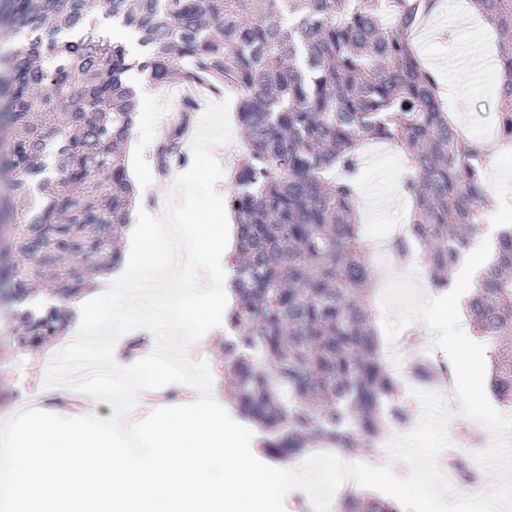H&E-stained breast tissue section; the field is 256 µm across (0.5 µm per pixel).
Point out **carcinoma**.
<instances>
[{
  "mask_svg": "<svg viewBox=\"0 0 512 512\" xmlns=\"http://www.w3.org/2000/svg\"><path fill=\"white\" fill-rule=\"evenodd\" d=\"M492 27L500 80L494 142L467 140L450 120L439 78L410 33L439 0H0L14 38L8 165L16 263L10 294L17 342L63 335L53 306L31 305L41 281L67 301L91 271L116 266V240L136 201L126 145L138 99L128 75L154 87L203 81L233 91L249 158L226 197L237 257L224 326V381L236 411L263 435L267 456L311 446L345 452L405 420L399 378L372 325L377 267L358 203L361 158L387 142L406 159L412 202L400 260L427 249L433 287L480 233L488 189L480 161L512 151V0H463ZM102 12L136 34L137 52L105 37ZM181 121L159 149L180 157ZM468 316L489 344V389L512 406V225L471 287ZM340 512H399L358 492Z\"/></svg>",
  "mask_w": 512,
  "mask_h": 512,
  "instance_id": "carcinoma-1",
  "label": "carcinoma"
}]
</instances>
